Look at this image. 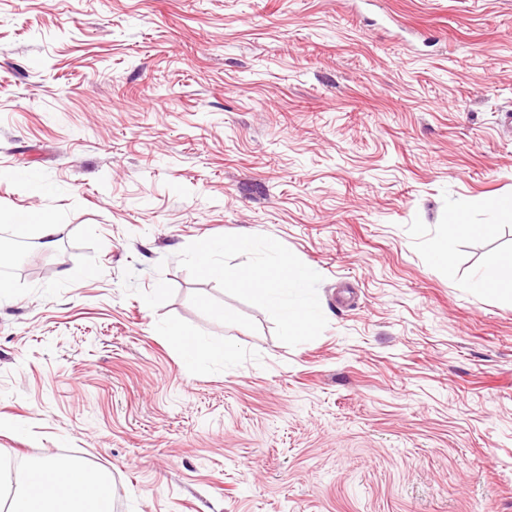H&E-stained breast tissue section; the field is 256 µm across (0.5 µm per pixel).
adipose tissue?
<instances>
[{"mask_svg":"<svg viewBox=\"0 0 512 512\" xmlns=\"http://www.w3.org/2000/svg\"><path fill=\"white\" fill-rule=\"evenodd\" d=\"M479 231L475 224L446 225L433 244L434 265L449 278H456V243L460 237ZM227 246L221 241L206 243L198 256L200 271L223 278L230 286L248 290L260 304L275 307L285 335L296 338L308 335L321 319L320 306L314 302L297 306L288 296L309 280V267L281 255L265 264L231 269L216 259L217 253ZM8 512H112V494L104 479L91 474L80 463L50 455L17 480Z\"/></svg>","mask_w":512,"mask_h":512,"instance_id":"ef3b65f1","label":"adipose tissue"}]
</instances>
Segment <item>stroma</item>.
Segmentation results:
<instances>
[{"label": "stroma", "instance_id": "obj_1", "mask_svg": "<svg viewBox=\"0 0 512 512\" xmlns=\"http://www.w3.org/2000/svg\"><path fill=\"white\" fill-rule=\"evenodd\" d=\"M380 4L0 0V240L51 264L0 271V466L112 512H512V303L467 283L512 252V0ZM456 213L493 231L451 281ZM238 237L311 268L310 335L199 272ZM492 225L457 224L448 223L442 234L436 239L432 248V261L434 265L448 275V280L457 276V267L454 262V252L457 240L465 235L487 232ZM48 481L35 489L36 477ZM8 512H112L108 483L74 460L49 455L16 481Z\"/></svg>", "mask_w": 512, "mask_h": 512}]
</instances>
